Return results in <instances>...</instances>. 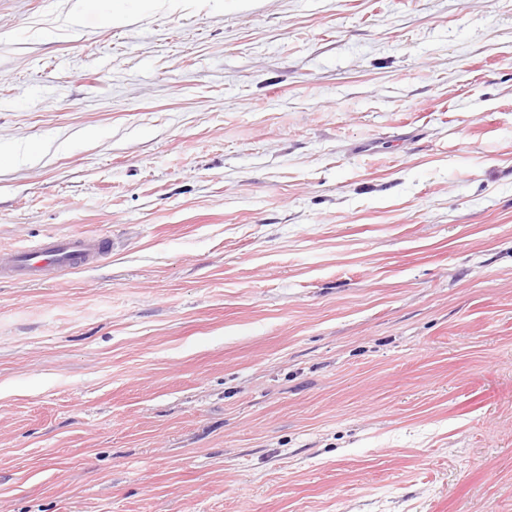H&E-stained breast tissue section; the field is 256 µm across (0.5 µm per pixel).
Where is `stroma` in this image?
Masks as SVG:
<instances>
[{"mask_svg": "<svg viewBox=\"0 0 512 512\" xmlns=\"http://www.w3.org/2000/svg\"><path fill=\"white\" fill-rule=\"evenodd\" d=\"M0 0V512H512V0ZM114 246L103 236H50L31 249L0 251V279L47 281L73 269L95 268Z\"/></svg>", "mask_w": 512, "mask_h": 512, "instance_id": "obj_1", "label": "stroma"}]
</instances>
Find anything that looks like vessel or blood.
<instances>
[{"label": "vessel or blood", "instance_id": "b4317fda", "mask_svg": "<svg viewBox=\"0 0 512 512\" xmlns=\"http://www.w3.org/2000/svg\"><path fill=\"white\" fill-rule=\"evenodd\" d=\"M114 246L103 236H50L31 249L0 251V279L47 281L73 269L94 268Z\"/></svg>", "mask_w": 512, "mask_h": 512}]
</instances>
